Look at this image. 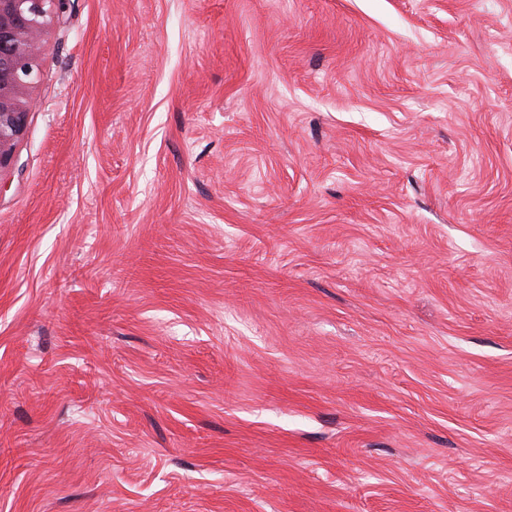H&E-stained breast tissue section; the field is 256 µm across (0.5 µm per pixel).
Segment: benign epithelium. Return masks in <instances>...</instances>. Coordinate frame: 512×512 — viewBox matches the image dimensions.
Segmentation results:
<instances>
[{
    "label": "benign epithelium",
    "instance_id": "1",
    "mask_svg": "<svg viewBox=\"0 0 512 512\" xmlns=\"http://www.w3.org/2000/svg\"><path fill=\"white\" fill-rule=\"evenodd\" d=\"M64 0H0V171L14 162L50 18Z\"/></svg>",
    "mask_w": 512,
    "mask_h": 512
}]
</instances>
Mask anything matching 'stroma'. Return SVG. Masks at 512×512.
Returning a JSON list of instances; mask_svg holds the SVG:
<instances>
[{"mask_svg":"<svg viewBox=\"0 0 512 512\" xmlns=\"http://www.w3.org/2000/svg\"><path fill=\"white\" fill-rule=\"evenodd\" d=\"M0 172V512H512V0H66Z\"/></svg>","mask_w":512,"mask_h":512,"instance_id":"35a3bbf8","label":"stroma"}]
</instances>
